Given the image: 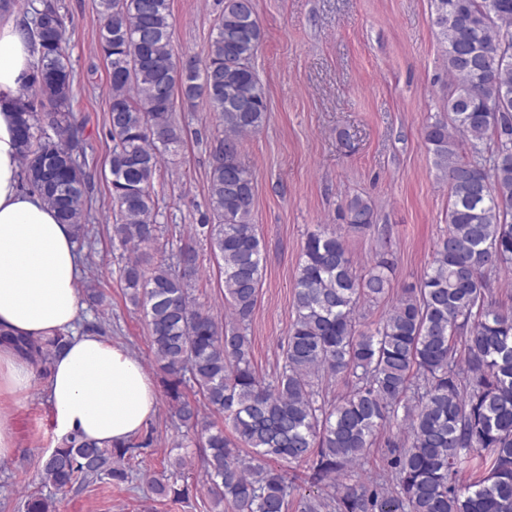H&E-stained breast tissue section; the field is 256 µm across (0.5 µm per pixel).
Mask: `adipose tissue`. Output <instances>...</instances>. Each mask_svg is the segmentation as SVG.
<instances>
[{
  "label": "adipose tissue",
  "instance_id": "ef3b65f1",
  "mask_svg": "<svg viewBox=\"0 0 512 512\" xmlns=\"http://www.w3.org/2000/svg\"><path fill=\"white\" fill-rule=\"evenodd\" d=\"M39 54L13 15H0V397L22 402L34 365L15 338L42 345L62 337L45 387L59 438L122 444L158 413L156 387L140 360L94 332H78L81 258L72 225L20 187L16 103Z\"/></svg>",
  "mask_w": 512,
  "mask_h": 512
}]
</instances>
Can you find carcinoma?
Instances as JSON below:
<instances>
[{
    "label": "carcinoma",
    "instance_id": "carcinoma-1",
    "mask_svg": "<svg viewBox=\"0 0 512 512\" xmlns=\"http://www.w3.org/2000/svg\"><path fill=\"white\" fill-rule=\"evenodd\" d=\"M432 2L451 83L448 112L424 127L423 139L448 185L446 232L420 287L404 289L360 334L361 305L390 295V251L359 274L340 231L320 224L308 233L283 364L266 382L248 335L264 270L252 222L255 176L239 160L241 137L267 118L252 66L263 39L252 0H224L203 62L174 55L171 0H99L112 239L137 250L157 240L154 179L164 154L183 142L176 99L214 113L223 128L210 148V215L195 235L209 239L220 261L231 320L196 303L200 266L189 243L177 272L162 262L146 271L141 252L119 268L126 296L148 319L173 416L198 434L214 512H512V305L493 300L488 287L490 273L512 269V0ZM65 33L59 4L42 0L31 19L39 61L20 95V160L28 189L84 239L90 180L78 163L86 138L74 116ZM342 217L352 231L375 227L371 205L357 195ZM322 378H340L350 391L329 404ZM189 381L224 426L184 397ZM387 426L408 433L389 443L387 474L356 475ZM151 443L147 434L99 448L72 435L46 456L41 481L60 493L96 480L127 483L126 461ZM273 461L304 464L308 483L337 493L302 494ZM151 489L175 499L187 492L167 477L152 479ZM25 508L55 512L46 496L27 497Z\"/></svg>",
    "mask_w": 512,
    "mask_h": 512
}]
</instances>
